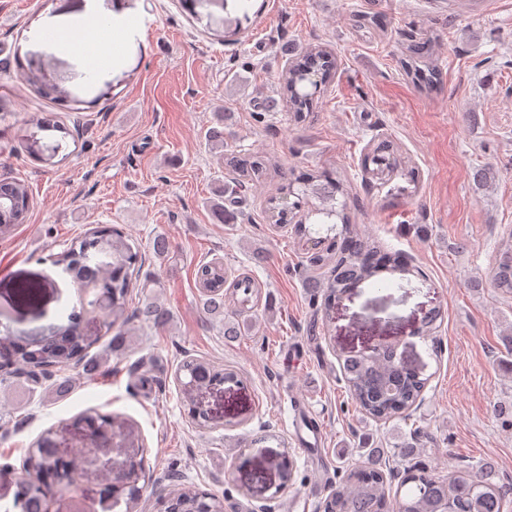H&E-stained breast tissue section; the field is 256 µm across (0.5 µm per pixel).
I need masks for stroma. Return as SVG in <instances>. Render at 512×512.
<instances>
[{
  "label": "stroma",
  "instance_id": "obj_1",
  "mask_svg": "<svg viewBox=\"0 0 512 512\" xmlns=\"http://www.w3.org/2000/svg\"><path fill=\"white\" fill-rule=\"evenodd\" d=\"M121 2L132 37L118 61L90 69L77 51L51 40L48 27L75 28L80 44L102 28L77 27ZM381 15L379 29H356L352 16ZM236 27L224 34L225 23ZM441 38L442 80L420 92L400 60L408 35ZM322 45L336 74L307 119L286 109L258 111L277 96L286 45ZM45 64L63 100L42 97L21 76ZM0 179L24 181L31 194L25 223L0 234V336L18 343L55 335L80 313V287L54 260L97 224L132 236L142 274L160 276L158 294L173 319L163 329L136 326L128 350L102 360L96 374L69 371L70 391L54 380L0 388V512H17L18 470L45 430L89 409L115 413L130 431L145 475L144 512H165L178 483L191 482L224 499V512H319L331 484L368 448L413 443L412 463L464 471L494 459L512 512V356L501 338L512 332V297L493 288L488 268L498 241L512 232V0H227L226 8L183 11L179 0H0ZM56 113L60 130L41 133L60 144L48 162L24 147L22 119ZM231 115L224 148L204 132L215 113ZM399 147L416 179H366L362 160L374 140ZM258 153L276 167L242 190L223 154ZM496 174L478 185L476 169ZM343 179L354 223L381 247L399 253L407 274H383L349 289L330 317L305 283L323 273L325 248L295 240L267 217L269 200L299 171ZM224 188L233 224L214 218L210 201ZM167 236L170 255L151 242ZM266 253L255 263L254 248ZM231 274L250 273L261 297L245 320L250 330L224 339V323L199 309L195 274L204 259ZM30 281L41 305L17 304ZM443 315L432 335L429 312ZM419 369L428 383L408 417L365 418L350 400L344 359L381 345ZM235 370L208 405L217 426L193 425L175 374L185 356ZM149 368L150 389L137 386L136 365ZM309 408L324 429L319 464L294 435L296 409ZM290 458L292 486L279 490L276 463Z\"/></svg>",
  "mask_w": 512,
  "mask_h": 512
}]
</instances>
